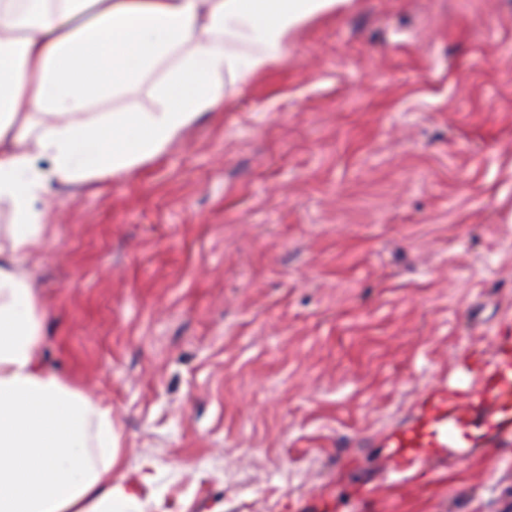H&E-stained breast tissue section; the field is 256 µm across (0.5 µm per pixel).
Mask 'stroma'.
Instances as JSON below:
<instances>
[{
    "instance_id": "stroma-1",
    "label": "stroma",
    "mask_w": 512,
    "mask_h": 512,
    "mask_svg": "<svg viewBox=\"0 0 512 512\" xmlns=\"http://www.w3.org/2000/svg\"><path fill=\"white\" fill-rule=\"evenodd\" d=\"M50 195L21 268L45 364L112 407L115 481L165 512H512L498 413L455 453L421 425L512 345V0H353L157 160Z\"/></svg>"
}]
</instances>
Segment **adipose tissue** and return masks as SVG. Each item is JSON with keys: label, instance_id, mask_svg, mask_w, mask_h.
Returning a JSON list of instances; mask_svg holds the SVG:
<instances>
[{"label": "adipose tissue", "instance_id": "adipose-tissue-1", "mask_svg": "<svg viewBox=\"0 0 512 512\" xmlns=\"http://www.w3.org/2000/svg\"><path fill=\"white\" fill-rule=\"evenodd\" d=\"M351 0H0V512H147L116 484L112 411L38 354L39 295L18 271L50 180L116 178L282 62L296 32ZM157 76L149 112H99ZM48 160L50 170L39 166Z\"/></svg>", "mask_w": 512, "mask_h": 512}]
</instances>
